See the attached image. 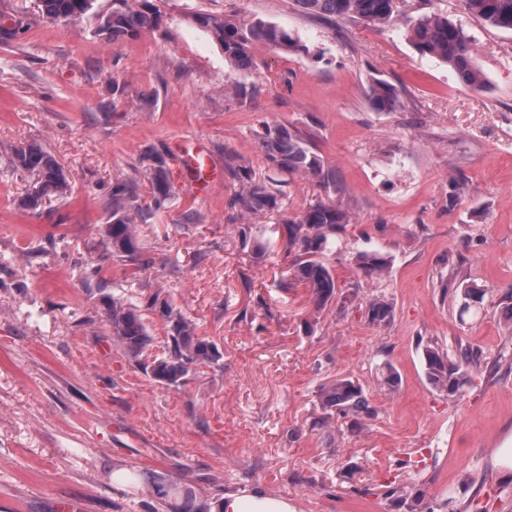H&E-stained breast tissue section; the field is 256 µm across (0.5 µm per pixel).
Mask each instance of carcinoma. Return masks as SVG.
<instances>
[{
  "instance_id": "cac0c4a2",
  "label": "carcinoma",
  "mask_w": 512,
  "mask_h": 512,
  "mask_svg": "<svg viewBox=\"0 0 512 512\" xmlns=\"http://www.w3.org/2000/svg\"><path fill=\"white\" fill-rule=\"evenodd\" d=\"M306 12L330 18H354L367 24L385 27L396 16V0H296ZM94 0H37L39 15L51 23L66 26L81 22L93 9ZM118 6L101 19L98 35L108 39H134L145 28L157 24L158 15L148 3L137 9L130 0H116ZM468 12L485 23L504 30H512V0H464ZM194 21L209 31L224 49V58L234 68L247 70L253 67L252 46L265 43L285 49H302L288 32L261 20L239 23L209 13H196ZM410 40L422 55H430L447 63L458 75L464 86L480 90L486 80L473 61V44L461 26L443 14H424L410 24ZM372 105L378 111H390L399 102L398 89L389 82L376 78L370 86ZM264 148L268 161L288 173L318 176L320 159L305 146L304 141L286 126L267 131ZM143 160L151 185L152 200L147 208L137 204L138 183L122 181L112 186L109 198L110 223L102 227L103 237L112 257L137 268L144 264L134 223L147 221L169 203L171 181L166 161L160 154L149 150ZM9 163L13 171L29 176L33 187L21 205L36 210L50 196L61 197L69 189V176L64 168L46 151L34 145L12 149ZM228 170L240 184L232 207L240 215H257L277 207V197L262 182L253 178L250 169L243 165L227 163ZM350 223L347 213L322 201L309 205L297 220L283 223L286 251L297 252L293 272L281 277L278 287L288 289L293 282L303 284L311 291L316 309L321 310L336 299L338 285L331 266L324 263L322 255L330 240ZM357 265L370 277L386 272V259L376 252H362ZM463 300L461 312L466 313L481 303L484 289L475 285L460 288ZM105 318L112 329V339L118 342L125 354L142 367L159 383L179 388L202 368L219 365L223 354L216 343L197 333L196 325L178 310L162 292L156 291L145 302L146 310L162 307V317L167 327L166 349L160 355L150 356V333L141 307L127 303L111 294L102 297ZM393 304L383 298L369 302L368 316L377 324H385L393 317ZM424 360L426 377L434 388L453 398L459 395L472 372L484 364L481 355L466 347L452 359L443 350L428 346ZM323 415L321 422L330 423L340 415L351 418L358 427L373 415V408L362 388L348 377H338L323 385L320 391ZM151 494L167 501L174 512H198L192 507L195 494L175 483L155 482Z\"/></svg>"
}]
</instances>
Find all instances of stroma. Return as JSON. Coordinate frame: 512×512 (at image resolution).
Instances as JSON below:
<instances>
[{"label":"stroma","instance_id":"1","mask_svg":"<svg viewBox=\"0 0 512 512\" xmlns=\"http://www.w3.org/2000/svg\"><path fill=\"white\" fill-rule=\"evenodd\" d=\"M158 25L133 40L96 33L112 0L81 25L44 22L29 9L18 34L0 32V512H170L150 492L163 479L215 495L258 487L297 512H409L406 487L430 512H512V32L468 14L461 0H401L379 28L328 20L296 0H150ZM197 12L284 28L295 51L254 45L255 67L232 68ZM439 12L461 26L483 90L418 53L406 20ZM397 87L398 107L373 109L372 79ZM299 134L324 177L288 174L262 146L267 129ZM206 144L219 168L206 195L190 193L176 146ZM36 145L69 173L64 197L38 210L20 200L30 179L8 148ZM168 166L173 199L138 225L147 264L102 259L105 204L115 183L151 194L146 149ZM276 194L275 211L246 217L227 161ZM351 215L324 260L340 300L314 314L308 289L281 291L293 265L276 224L316 201ZM266 244L265 261L242 245ZM375 251L388 269L366 276L355 257ZM101 259L114 296L144 305L163 291L218 344L221 367L186 386L154 381L113 342L96 282ZM477 284L478 314L460 315L448 282ZM392 302L372 323L370 299ZM481 352L457 397L425 377L424 349ZM396 392L380 384L385 367ZM358 383L373 416L361 427L319 421V388ZM123 469L137 476L113 484Z\"/></svg>","mask_w":512,"mask_h":512}]
</instances>
